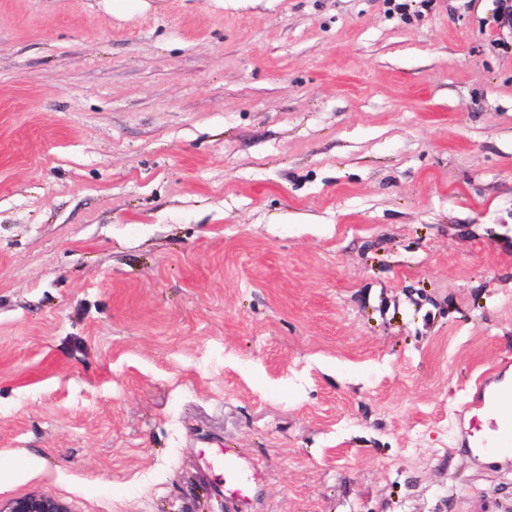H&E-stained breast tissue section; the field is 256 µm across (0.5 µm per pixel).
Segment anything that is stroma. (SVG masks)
<instances>
[{
    "mask_svg": "<svg viewBox=\"0 0 512 512\" xmlns=\"http://www.w3.org/2000/svg\"><path fill=\"white\" fill-rule=\"evenodd\" d=\"M494 8L0 0V500L512 512ZM498 383L491 386L489 382L483 381L477 387L475 400L469 405V408L474 410L470 423L475 419L476 430H480L478 418L487 415L491 430L512 432V385L511 391H502V387L508 384L502 383V379H499Z\"/></svg>",
    "mask_w": 512,
    "mask_h": 512,
    "instance_id": "obj_1",
    "label": "stroma"
}]
</instances>
